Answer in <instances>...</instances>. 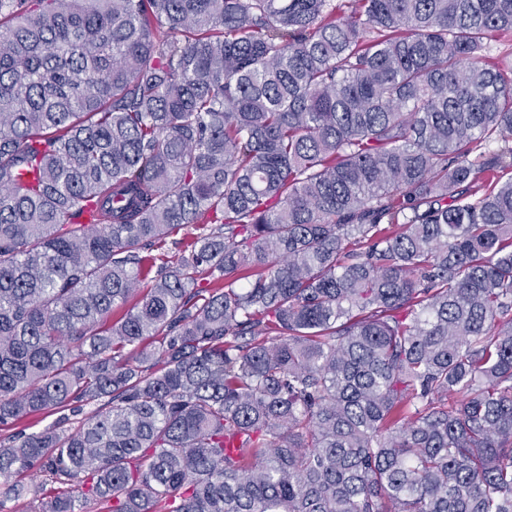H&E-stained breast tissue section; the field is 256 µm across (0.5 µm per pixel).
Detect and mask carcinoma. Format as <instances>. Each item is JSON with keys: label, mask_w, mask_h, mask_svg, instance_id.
I'll use <instances>...</instances> for the list:
<instances>
[{"label": "carcinoma", "mask_w": 512, "mask_h": 512, "mask_svg": "<svg viewBox=\"0 0 512 512\" xmlns=\"http://www.w3.org/2000/svg\"><path fill=\"white\" fill-rule=\"evenodd\" d=\"M494 39L512 0H0V512H512Z\"/></svg>", "instance_id": "obj_1"}]
</instances>
